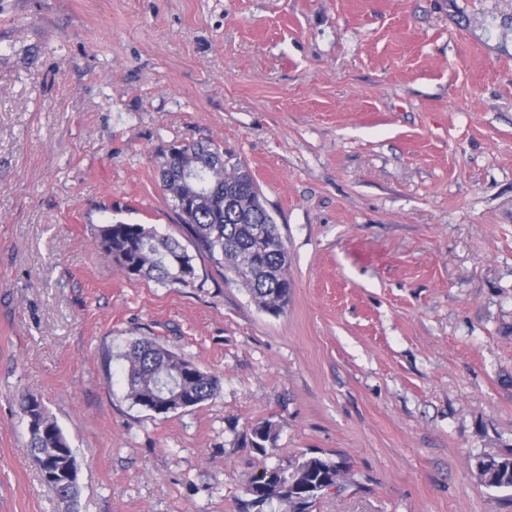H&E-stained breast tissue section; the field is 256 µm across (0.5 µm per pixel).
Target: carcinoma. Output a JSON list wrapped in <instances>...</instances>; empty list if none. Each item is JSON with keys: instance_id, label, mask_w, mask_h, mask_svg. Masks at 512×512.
Segmentation results:
<instances>
[{"instance_id": "obj_1", "label": "carcinoma", "mask_w": 512, "mask_h": 512, "mask_svg": "<svg viewBox=\"0 0 512 512\" xmlns=\"http://www.w3.org/2000/svg\"><path fill=\"white\" fill-rule=\"evenodd\" d=\"M163 158L161 187L174 211L184 203L186 161L195 163L200 187L209 198L193 221L180 220L194 252H189L179 239L162 235L153 227L110 223L99 233L103 253L126 275L178 288L194 284L195 256L204 255L225 280L245 288L259 306L274 309L276 315L282 312L290 287L288 250L247 164L215 141L173 145L163 152ZM122 359L127 399L158 414L199 405L213 398L220 388L219 378L150 337L131 341ZM19 409L24 418L30 417L42 426V430L29 433V448L33 458L42 463L43 482L59 499L75 505L78 486L46 476L48 471L68 468L74 456L68 440L37 396L22 395ZM277 437L276 424L265 420L252 427L250 445L264 453ZM496 463L500 468L494 475L478 463L481 478L489 487L512 490V457L498 456ZM335 477L336 461L309 456L286 470H262L248 481L245 493L258 510L276 500L286 512H295L277 486H288L290 495L303 487L308 491L303 512H312Z\"/></svg>"}]
</instances>
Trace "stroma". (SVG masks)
<instances>
[{"label":"stroma","mask_w":512,"mask_h":512,"mask_svg":"<svg viewBox=\"0 0 512 512\" xmlns=\"http://www.w3.org/2000/svg\"><path fill=\"white\" fill-rule=\"evenodd\" d=\"M206 139L279 226V314L207 258L172 288L96 246L118 221L181 236L159 157ZM141 336L217 394L131 404ZM25 392L77 512H245L305 455L349 470L313 512H512L477 469L512 454V0H0V512H65ZM19 409L23 418L29 422V417L40 423L42 430L29 433V448L31 455L42 463L41 474L45 485L55 495L74 506L77 502L79 488L75 484H66L61 479L46 476L47 471L61 472L68 468L73 460L74 451L64 436L57 422L46 412L42 401L33 394H23L19 401ZM250 445L252 448H261L257 450L266 453L267 448H273L278 437L276 424L269 420L258 422L251 429ZM271 447H268V446Z\"/></svg>","instance_id":"stroma-1"}]
</instances>
